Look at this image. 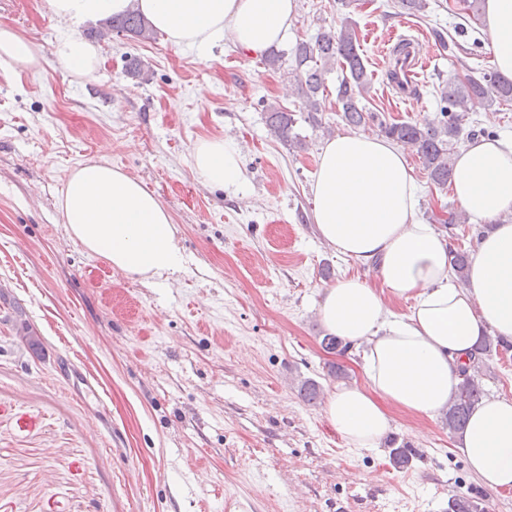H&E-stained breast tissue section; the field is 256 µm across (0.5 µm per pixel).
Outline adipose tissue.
<instances>
[{
    "mask_svg": "<svg viewBox=\"0 0 512 512\" xmlns=\"http://www.w3.org/2000/svg\"><path fill=\"white\" fill-rule=\"evenodd\" d=\"M70 25L103 20L137 7L154 28L182 46H206L231 36L255 55L280 45L297 0H46ZM483 25L497 72L512 79V0H484ZM58 60L77 72L100 64V48L76 35L54 44ZM37 49L0 24V66L37 67ZM193 167L205 181L239 189L241 146L231 138L200 141ZM453 201L485 224L465 286L449 264L451 243L437 225L421 222V186L405 151L370 133H339L318 156L310 186L312 218L337 255L375 273L326 287L320 319L330 334L360 345L366 386L337 387L324 414L357 449L378 447L390 427L385 404L434 417L448 405L484 334L512 339V138L469 140L454 158ZM71 234L113 268L152 278L181 271L184 257L171 217L156 195L110 163L78 166L59 201ZM406 301L392 312L387 298ZM459 451L487 488L512 489V399L491 397L472 412Z\"/></svg>",
    "mask_w": 512,
    "mask_h": 512,
    "instance_id": "obj_1",
    "label": "adipose tissue"
}]
</instances>
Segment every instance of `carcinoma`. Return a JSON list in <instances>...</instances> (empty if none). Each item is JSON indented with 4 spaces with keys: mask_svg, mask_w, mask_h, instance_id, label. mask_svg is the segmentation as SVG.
Segmentation results:
<instances>
[{
    "mask_svg": "<svg viewBox=\"0 0 512 512\" xmlns=\"http://www.w3.org/2000/svg\"><path fill=\"white\" fill-rule=\"evenodd\" d=\"M106 28L123 32L139 40H150L156 29L135 9L112 17L105 22ZM355 28L348 21L337 30L319 31L313 40L297 43L294 50L296 77L300 84L307 118L315 119L322 105L317 93L324 85L329 67L339 66L341 71L336 98L341 106V119L346 125L357 128L366 123L365 106L361 105L363 94L368 91L372 75L368 73L359 53ZM439 100L443 103L440 117L431 121L382 123L384 135L398 143L413 148L422 159L434 185L443 188L451 179L454 166V142L459 140L464 128L462 122L478 105L512 101V80L495 72H484L478 76L466 74L438 87ZM296 124L294 114L271 106L267 112V126L271 134L298 146L302 140L292 134ZM451 265L458 280H465L469 266L468 253L451 251ZM493 344L486 339L476 348L470 364L461 370L462 380L448 402L445 421L448 430L460 433L464 430L471 411L481 402L483 391L471 375L475 363L491 355ZM448 512H484L479 498H454L448 502Z\"/></svg>",
    "mask_w": 512,
    "mask_h": 512,
    "instance_id": "carcinoma-1",
    "label": "carcinoma"
}]
</instances>
